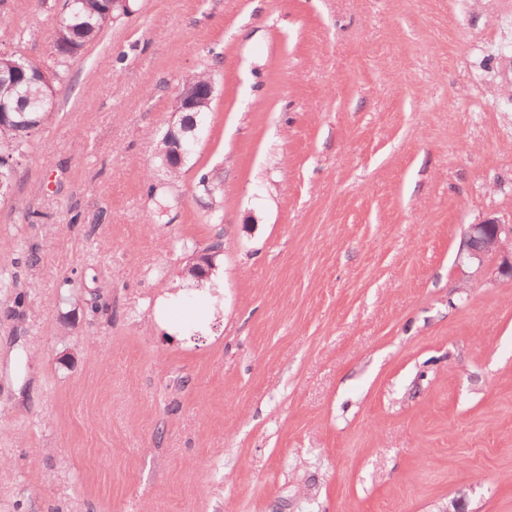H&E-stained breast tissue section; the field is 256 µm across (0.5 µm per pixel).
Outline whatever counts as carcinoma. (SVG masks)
<instances>
[{"label":"carcinoma","instance_id":"carcinoma-1","mask_svg":"<svg viewBox=\"0 0 512 512\" xmlns=\"http://www.w3.org/2000/svg\"><path fill=\"white\" fill-rule=\"evenodd\" d=\"M119 8L112 7V0H67L63 14L56 20L54 47L56 55L70 59L80 53L84 45L98 31L117 17ZM211 75L201 73L183 85L189 97L207 93ZM50 90L41 82V74L23 57L0 56V189L7 191L19 164L27 153L29 137L46 120ZM203 106L183 113V145H188L197 127V118L206 111Z\"/></svg>","mask_w":512,"mask_h":512}]
</instances>
